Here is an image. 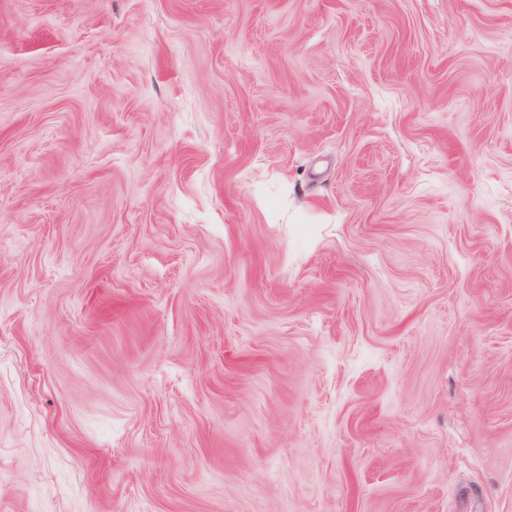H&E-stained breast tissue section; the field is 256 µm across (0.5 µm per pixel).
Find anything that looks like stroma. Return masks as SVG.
Segmentation results:
<instances>
[{"mask_svg": "<svg viewBox=\"0 0 512 512\" xmlns=\"http://www.w3.org/2000/svg\"><path fill=\"white\" fill-rule=\"evenodd\" d=\"M0 512H512V0H0Z\"/></svg>", "mask_w": 512, "mask_h": 512, "instance_id": "1", "label": "stroma"}]
</instances>
